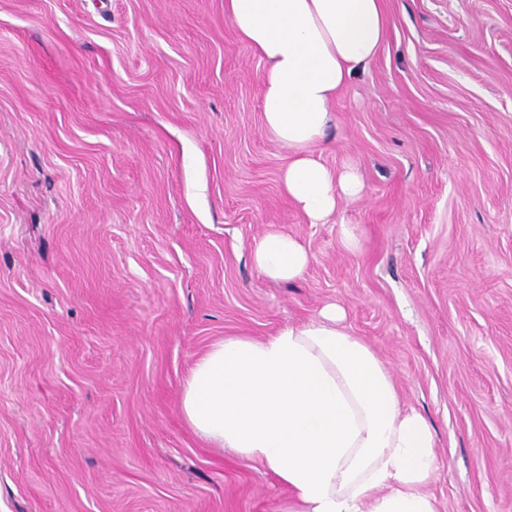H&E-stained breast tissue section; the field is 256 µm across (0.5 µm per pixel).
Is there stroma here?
<instances>
[{"instance_id":"stroma-1","label":"stroma","mask_w":512,"mask_h":512,"mask_svg":"<svg viewBox=\"0 0 512 512\" xmlns=\"http://www.w3.org/2000/svg\"><path fill=\"white\" fill-rule=\"evenodd\" d=\"M385 8L321 147L364 194L310 224L224 0H0V512H289L182 386L330 303L431 422L439 512H512V0ZM272 230L302 279L253 266ZM251 260L267 279L289 282L302 278L311 255L293 235L270 232L253 244Z\"/></svg>"}]
</instances>
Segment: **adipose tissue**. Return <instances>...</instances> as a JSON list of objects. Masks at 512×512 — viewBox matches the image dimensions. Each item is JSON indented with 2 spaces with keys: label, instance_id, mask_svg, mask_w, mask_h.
Wrapping results in <instances>:
<instances>
[{
  "label": "adipose tissue",
  "instance_id": "adipose-tissue-1",
  "mask_svg": "<svg viewBox=\"0 0 512 512\" xmlns=\"http://www.w3.org/2000/svg\"><path fill=\"white\" fill-rule=\"evenodd\" d=\"M224 13L267 65L263 124L291 153L284 193L308 223L330 222L364 184L354 167L327 168L317 149L338 93L383 45V0H224ZM251 260L267 279L289 282L311 256L293 235L270 232ZM343 319L331 304L261 339L218 341L190 369L181 415L213 447L273 473L297 512H438L426 490L437 469L431 425Z\"/></svg>",
  "mask_w": 512,
  "mask_h": 512
}]
</instances>
